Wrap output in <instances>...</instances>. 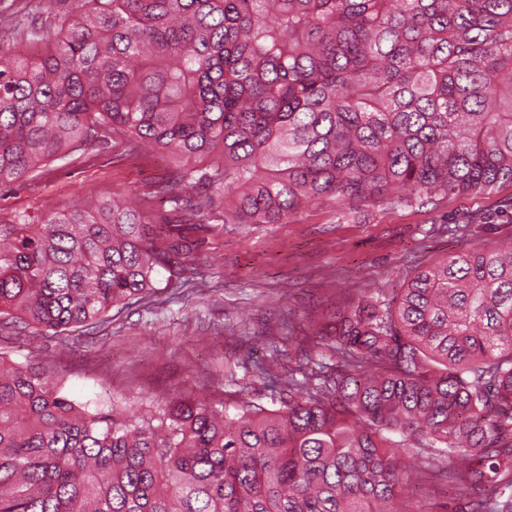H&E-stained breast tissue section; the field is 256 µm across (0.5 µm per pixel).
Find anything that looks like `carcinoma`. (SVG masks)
<instances>
[{"mask_svg": "<svg viewBox=\"0 0 512 512\" xmlns=\"http://www.w3.org/2000/svg\"><path fill=\"white\" fill-rule=\"evenodd\" d=\"M0 48V184L89 146L167 155L169 208L0 221V331L102 332L181 283L204 219L286 224L512 184V0H78ZM191 186L196 192L186 194ZM278 347L256 402L90 411L0 351V512H512V241L396 274ZM290 364H284V361ZM9 26L8 22L0 23V48L8 49L12 54L21 58H29V47L9 29ZM442 486L437 483L425 484L421 489L414 491L409 501L412 503V510H433L447 512L446 509L436 508V504L445 501L441 491Z\"/></svg>", "mask_w": 512, "mask_h": 512, "instance_id": "obj_1", "label": "carcinoma"}]
</instances>
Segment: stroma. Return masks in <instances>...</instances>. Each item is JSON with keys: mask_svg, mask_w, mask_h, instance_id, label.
<instances>
[{"mask_svg": "<svg viewBox=\"0 0 512 512\" xmlns=\"http://www.w3.org/2000/svg\"><path fill=\"white\" fill-rule=\"evenodd\" d=\"M74 0H0V48L30 50L9 20L73 8ZM171 170L161 154L131 157L89 149L0 187V219L70 210L113 193L137 199ZM512 184L480 196L451 195L433 204L371 208L354 214L311 205L286 224H228L214 214L205 241L186 262L190 280L206 279L204 296L165 292L154 309L113 313L109 328L57 351L69 399L103 409L132 404L138 392L165 397L268 399L244 360L262 361V337L278 338L299 358L315 350L307 314L335 310L358 290L386 287L397 272L476 245L512 238Z\"/></svg>", "mask_w": 512, "mask_h": 512, "instance_id": "35a3bbf8", "label": "stroma"}]
</instances>
